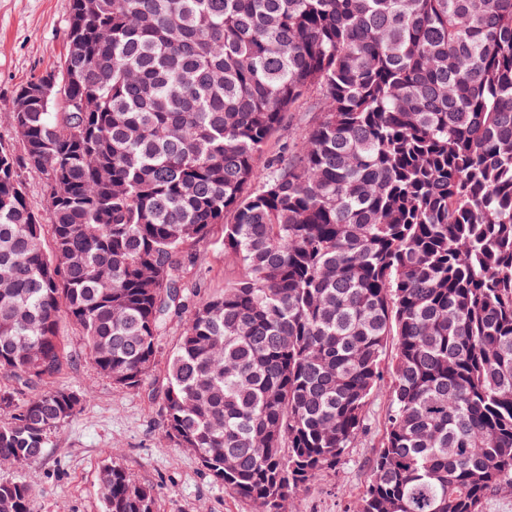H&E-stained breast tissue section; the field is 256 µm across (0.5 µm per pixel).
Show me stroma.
I'll list each match as a JSON object with an SVG mask.
<instances>
[{
  "label": "stroma",
  "instance_id": "stroma-1",
  "mask_svg": "<svg viewBox=\"0 0 512 512\" xmlns=\"http://www.w3.org/2000/svg\"><path fill=\"white\" fill-rule=\"evenodd\" d=\"M70 0H0V111L20 83L55 65L64 52ZM222 231L196 248L183 282L202 295L219 293L238 268L224 253ZM73 363L59 383L85 393L79 414L64 423L35 463L0 467V481L26 479L31 512H102L100 472L117 460L131 479L159 494L158 512H254L252 503L226 491L186 448L165 446L163 390L166 363L158 361L139 389L120 390L82 352L78 331L63 324ZM388 401L375 397L368 431L348 449L335 470L306 483L288 502V512H345L362 493L369 465L385 433Z\"/></svg>",
  "mask_w": 512,
  "mask_h": 512
}]
</instances>
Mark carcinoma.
I'll use <instances>...</instances> for the list:
<instances>
[{
    "label": "carcinoma",
    "mask_w": 512,
    "mask_h": 512,
    "mask_svg": "<svg viewBox=\"0 0 512 512\" xmlns=\"http://www.w3.org/2000/svg\"><path fill=\"white\" fill-rule=\"evenodd\" d=\"M65 40L61 99L0 113V463L82 409L62 322L135 390L187 312L166 437L255 512L335 466L383 393L345 512H480L512 486V0H70ZM217 224L241 274L204 297L182 273ZM100 482L105 512H157L118 462ZM31 496L0 481V512ZM22 177L25 182L27 200L30 206L36 212L43 213L46 208V197L42 176L34 172H25Z\"/></svg>",
    "instance_id": "1"
}]
</instances>
